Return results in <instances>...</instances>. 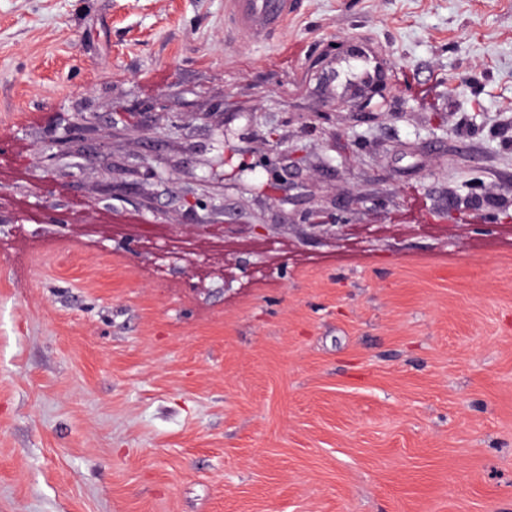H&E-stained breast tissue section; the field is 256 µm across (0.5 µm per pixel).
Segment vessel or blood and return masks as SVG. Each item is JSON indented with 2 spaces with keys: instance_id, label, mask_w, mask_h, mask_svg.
I'll return each instance as SVG.
<instances>
[{
  "instance_id": "obj_1",
  "label": "vessel or blood",
  "mask_w": 512,
  "mask_h": 512,
  "mask_svg": "<svg viewBox=\"0 0 512 512\" xmlns=\"http://www.w3.org/2000/svg\"><path fill=\"white\" fill-rule=\"evenodd\" d=\"M293 13L292 0H225L224 23L235 36L268 40Z\"/></svg>"
}]
</instances>
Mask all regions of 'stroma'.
Segmentation results:
<instances>
[{
    "instance_id": "35a3bbf8",
    "label": "stroma",
    "mask_w": 512,
    "mask_h": 512,
    "mask_svg": "<svg viewBox=\"0 0 512 512\" xmlns=\"http://www.w3.org/2000/svg\"><path fill=\"white\" fill-rule=\"evenodd\" d=\"M297 2L0 0V512H512V0ZM293 0H226L224 23L233 36L264 42L293 14ZM97 135L98 126L91 117L75 114L62 128V132L55 136L56 151L46 156V168L51 171L58 159L76 151L77 142L93 140ZM135 169L136 167L128 164L124 158L113 156L112 151H109L102 166V174L109 184L112 185L114 182L122 184L126 181L122 182V180L118 181V179L122 176L133 174L136 172ZM195 194H200L202 198L208 199L209 203L206 202V208H209V215L203 224H220L223 223L216 221L213 216L215 215H224V199L223 194L217 189V187L207 181L201 180L198 183L197 192Z\"/></svg>"
}]
</instances>
